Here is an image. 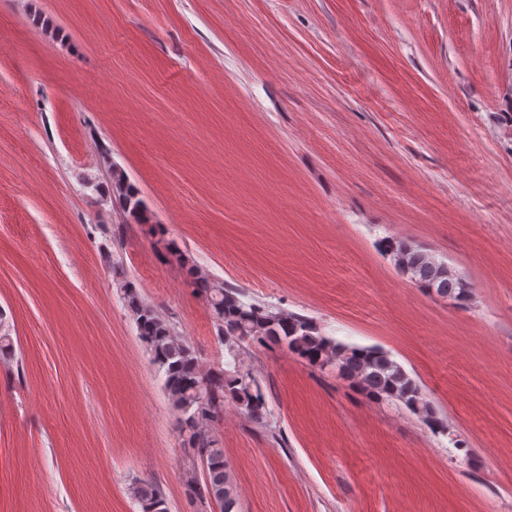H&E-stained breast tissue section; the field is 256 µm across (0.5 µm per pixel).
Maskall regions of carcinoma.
<instances>
[{"label": "carcinoma", "instance_id": "cac0c4a2", "mask_svg": "<svg viewBox=\"0 0 512 512\" xmlns=\"http://www.w3.org/2000/svg\"><path fill=\"white\" fill-rule=\"evenodd\" d=\"M111 187L126 222L149 223L148 209L138 189L115 166ZM383 247L393 256L399 271L423 290L458 304L470 300L468 284L422 249L395 238L383 241ZM167 251L187 267L191 285L205 297L219 331L218 341L231 358L224 369L205 368L184 337L173 330L154 306L144 302L134 282L118 283L122 299L135 320L138 338L154 370L162 375V389L176 413V432L187 457L184 483L191 505L202 507L214 497L220 512H240L237 486L224 462V448L212 430L223 418L226 403L235 405L257 423L264 422L268 415L258 383L239 367L240 351L245 344L286 349L312 367H330L367 400L400 402L423 416L433 428L444 429L417 383L387 352L326 336L306 316L246 303L238 289L188 265L175 244H167ZM14 353L11 325L0 313V358H11ZM131 494L142 512H169L162 491L149 481L133 483Z\"/></svg>", "mask_w": 512, "mask_h": 512}]
</instances>
